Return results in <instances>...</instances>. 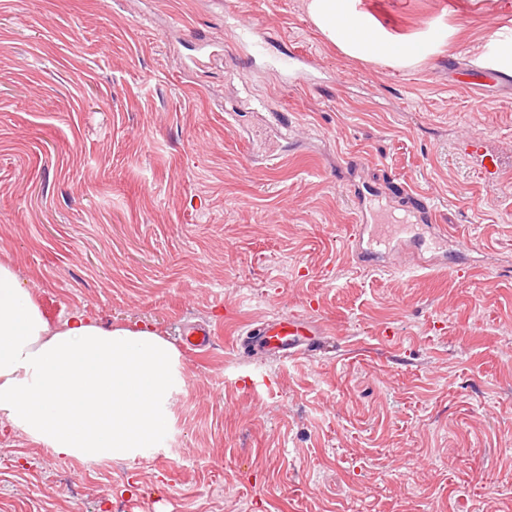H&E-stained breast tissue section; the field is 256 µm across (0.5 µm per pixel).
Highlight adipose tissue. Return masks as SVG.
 <instances>
[{
  "label": "adipose tissue",
  "instance_id": "adipose-tissue-1",
  "mask_svg": "<svg viewBox=\"0 0 512 512\" xmlns=\"http://www.w3.org/2000/svg\"><path fill=\"white\" fill-rule=\"evenodd\" d=\"M357 0H307L314 24L344 54L405 67L440 32L399 39ZM180 353L153 327L102 326L76 310L51 325L17 273L0 263V417L62 458L133 460L169 424L183 380Z\"/></svg>",
  "mask_w": 512,
  "mask_h": 512
}]
</instances>
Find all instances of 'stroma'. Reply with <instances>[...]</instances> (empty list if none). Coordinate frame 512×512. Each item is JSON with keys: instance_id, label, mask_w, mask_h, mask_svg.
<instances>
[{"instance_id": "1", "label": "stroma", "mask_w": 512, "mask_h": 512, "mask_svg": "<svg viewBox=\"0 0 512 512\" xmlns=\"http://www.w3.org/2000/svg\"><path fill=\"white\" fill-rule=\"evenodd\" d=\"M362 5L447 36L393 67L342 53L306 0H0V263L51 324L152 325L183 379L156 447L98 472L1 419L0 512H512V176L486 187L455 150L511 157L512 97L448 68L512 41V0ZM408 192L457 272L355 263L362 210ZM293 313L332 351L239 355ZM198 321L206 354L182 340Z\"/></svg>"}]
</instances>
